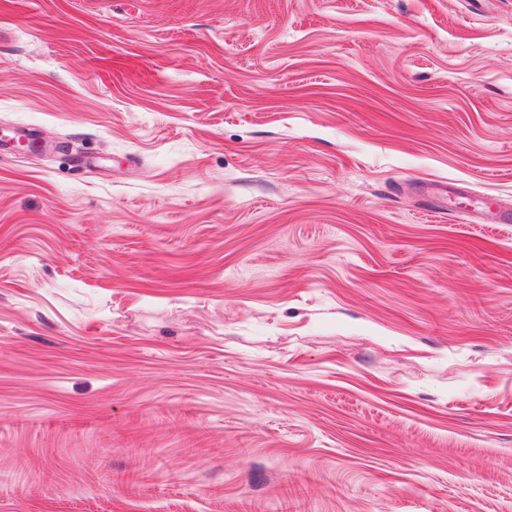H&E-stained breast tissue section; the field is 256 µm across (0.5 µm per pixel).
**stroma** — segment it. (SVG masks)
Listing matches in <instances>:
<instances>
[{
	"label": "stroma",
	"instance_id": "35a3bbf8",
	"mask_svg": "<svg viewBox=\"0 0 512 512\" xmlns=\"http://www.w3.org/2000/svg\"><path fill=\"white\" fill-rule=\"evenodd\" d=\"M508 210L512 0H0V512H512Z\"/></svg>",
	"mask_w": 512,
	"mask_h": 512
}]
</instances>
